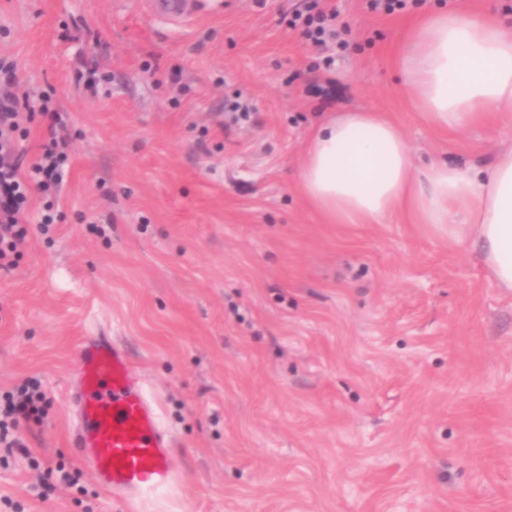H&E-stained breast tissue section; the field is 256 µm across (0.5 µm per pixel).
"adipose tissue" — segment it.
I'll list each match as a JSON object with an SVG mask.
<instances>
[{"instance_id":"1","label":"adipose tissue","mask_w":512,"mask_h":512,"mask_svg":"<svg viewBox=\"0 0 512 512\" xmlns=\"http://www.w3.org/2000/svg\"><path fill=\"white\" fill-rule=\"evenodd\" d=\"M400 71L440 131L500 124L509 144L480 168L416 167L400 129L379 112H349L307 142L301 187L331 224H380L407 212L456 243L472 241L499 288L512 292V26L492 13L441 10L408 32Z\"/></svg>"}]
</instances>
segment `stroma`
<instances>
[{"instance_id":"35a3bbf8","label":"stroma","mask_w":512,"mask_h":512,"mask_svg":"<svg viewBox=\"0 0 512 512\" xmlns=\"http://www.w3.org/2000/svg\"><path fill=\"white\" fill-rule=\"evenodd\" d=\"M329 2L349 48L326 67L280 21L305 0H207L180 26L146 0H0L22 160L46 140L45 94L71 158L0 272V399L43 396L17 431L28 455L0 450V512H512V293L471 242L402 213L327 224L300 189L310 134L357 110L398 125L417 165L490 162L500 126L430 128L400 60L438 6L512 0ZM86 336L144 380L170 489L121 501L75 456Z\"/></svg>"}]
</instances>
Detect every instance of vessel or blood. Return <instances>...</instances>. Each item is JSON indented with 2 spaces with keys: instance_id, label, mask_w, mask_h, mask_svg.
Segmentation results:
<instances>
[{
  "instance_id": "obj_1",
  "label": "vessel or blood",
  "mask_w": 512,
  "mask_h": 512,
  "mask_svg": "<svg viewBox=\"0 0 512 512\" xmlns=\"http://www.w3.org/2000/svg\"><path fill=\"white\" fill-rule=\"evenodd\" d=\"M72 380L73 447L100 484L137 499L172 478V440L134 375L125 350L104 337L79 345Z\"/></svg>"
}]
</instances>
